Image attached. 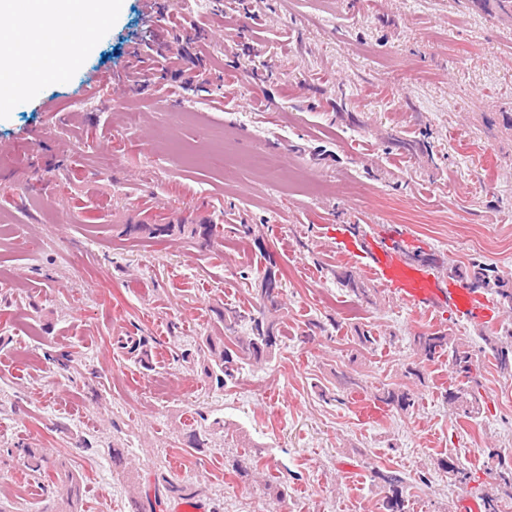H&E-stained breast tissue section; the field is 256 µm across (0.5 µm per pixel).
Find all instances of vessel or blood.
Wrapping results in <instances>:
<instances>
[{"label":"vessel or blood","mask_w":512,"mask_h":512,"mask_svg":"<svg viewBox=\"0 0 512 512\" xmlns=\"http://www.w3.org/2000/svg\"><path fill=\"white\" fill-rule=\"evenodd\" d=\"M75 26L87 36L99 30L95 20L78 17L73 26L42 32L41 40L60 52L76 54L77 45L71 37ZM411 239L404 228L377 236L340 230L335 236V250L340 257L363 265L391 297L410 311L431 314L448 307L457 316L485 328L496 327L501 316L487 297L466 282L441 279L430 266L410 261L407 246Z\"/></svg>","instance_id":"vessel-or-blood-1"}]
</instances>
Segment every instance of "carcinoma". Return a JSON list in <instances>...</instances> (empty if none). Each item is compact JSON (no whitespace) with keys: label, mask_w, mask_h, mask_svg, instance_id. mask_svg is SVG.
<instances>
[{"label":"carcinoma","mask_w":512,"mask_h":512,"mask_svg":"<svg viewBox=\"0 0 512 512\" xmlns=\"http://www.w3.org/2000/svg\"><path fill=\"white\" fill-rule=\"evenodd\" d=\"M186 234L191 238H202L201 245H208V236L211 229L194 224H163L149 229L151 235H168L173 232ZM470 278L481 280L489 285L496 296L503 295L502 286L505 282L497 270L482 261L473 260L467 265L457 266L454 280L466 281ZM260 306L257 313L245 312L237 307H226L219 314L220 325L215 328L214 334L206 338L210 352V364L204 366L207 377L213 379L216 386L224 388L235 383L243 369L244 361L256 362L275 356L285 331L273 321L263 316V309L270 306L279 307L278 291L275 281L267 275L261 281ZM249 322V328L244 334H239L238 327L243 322ZM485 346L491 353L496 367L503 373L512 374V330L504 333L487 332L482 336ZM416 354L420 359L433 362L442 353H452L455 367L459 372L469 376V386L460 390L458 388L445 391V399L452 413L460 418L470 421L476 420L484 412V406L479 392L480 382L473 372L477 370L467 341L462 337L450 336L444 332L422 333L414 337ZM130 351L136 354L139 362L150 367L155 360V354L148 341L142 338L127 340ZM381 401L397 406L402 411L414 407L413 396L405 391L388 389L384 391ZM27 457V469L30 476L39 480H51L50 472L56 474V499L45 505V512H80L86 488L83 479L71 470L64 468L63 464L48 465V458L40 451L30 448L24 449ZM377 478L383 481L381 491L384 493L383 505L387 512H404L403 478L377 473ZM165 490L170 497L182 501H189L197 495V490L190 485L164 479ZM512 500V462L504 463L497 472V487L492 493L482 496L484 512H501L500 503L504 498Z\"/></svg>","instance_id":"1"}]
</instances>
